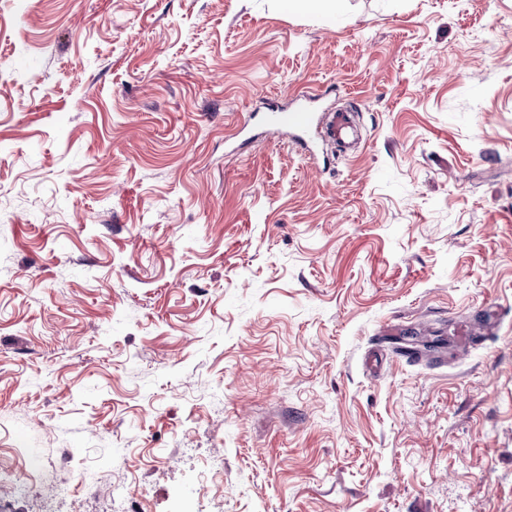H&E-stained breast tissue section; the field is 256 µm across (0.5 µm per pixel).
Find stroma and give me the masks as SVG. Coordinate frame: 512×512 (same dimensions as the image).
<instances>
[{
  "label": "stroma",
  "instance_id": "35a3bbf8",
  "mask_svg": "<svg viewBox=\"0 0 512 512\" xmlns=\"http://www.w3.org/2000/svg\"><path fill=\"white\" fill-rule=\"evenodd\" d=\"M305 91L356 154L248 118ZM0 463L55 512H512V0H0Z\"/></svg>",
  "mask_w": 512,
  "mask_h": 512
}]
</instances>
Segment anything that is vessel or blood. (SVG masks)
<instances>
[{"mask_svg":"<svg viewBox=\"0 0 512 512\" xmlns=\"http://www.w3.org/2000/svg\"><path fill=\"white\" fill-rule=\"evenodd\" d=\"M262 123L267 132L288 133L294 143L304 151H312L310 134L320 130L325 138L340 144H349L353 136V122L350 113L340 112H266Z\"/></svg>","mask_w":512,"mask_h":512,"instance_id":"b4317fda","label":"vessel or blood"}]
</instances>
